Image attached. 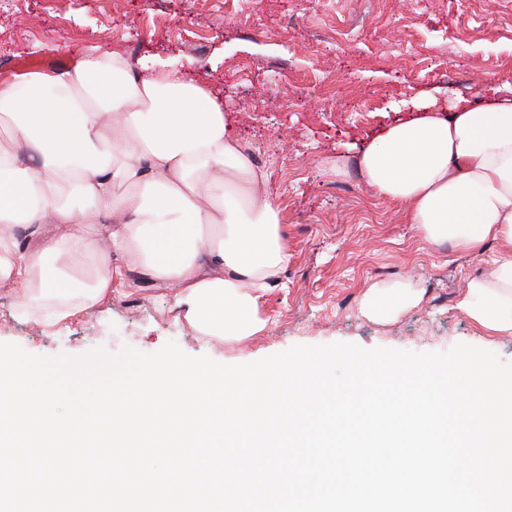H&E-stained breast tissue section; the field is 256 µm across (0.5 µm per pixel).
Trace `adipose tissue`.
Listing matches in <instances>:
<instances>
[{
  "label": "adipose tissue",
  "mask_w": 512,
  "mask_h": 512,
  "mask_svg": "<svg viewBox=\"0 0 512 512\" xmlns=\"http://www.w3.org/2000/svg\"><path fill=\"white\" fill-rule=\"evenodd\" d=\"M0 114L13 141L0 148V281L20 295L21 318L54 327L106 304L134 252L202 334L267 329L261 302L290 259L282 207L234 194L268 173L182 61L136 68L100 48L0 80ZM351 173L432 244L474 254L498 242L494 270L468 279L458 306L487 335L512 334V98L422 102L335 169ZM62 254L89 260L92 287L54 267Z\"/></svg>",
  "instance_id": "1"
}]
</instances>
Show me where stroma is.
<instances>
[{"label": "stroma", "mask_w": 512, "mask_h": 512, "mask_svg": "<svg viewBox=\"0 0 512 512\" xmlns=\"http://www.w3.org/2000/svg\"><path fill=\"white\" fill-rule=\"evenodd\" d=\"M133 65L177 57L224 100L232 133L267 171L291 258L262 302L268 330L227 343L178 321L168 290L138 280L53 328L25 321L0 286V343L46 357L142 353L174 342L227 365L294 345L439 352L459 343L512 361V335L486 337L458 308L478 256L427 243L399 206L327 168L414 102L475 100L512 86V0H0V79L71 64L96 46ZM412 288L417 305L379 319L372 287Z\"/></svg>", "instance_id": "35a3bbf8"}]
</instances>
